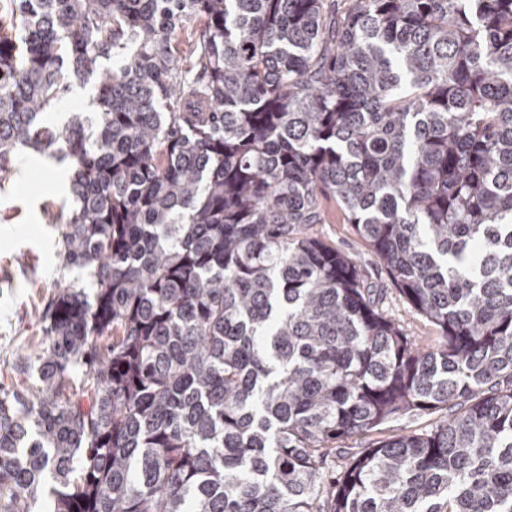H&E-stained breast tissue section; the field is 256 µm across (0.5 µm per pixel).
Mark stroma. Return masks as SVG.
I'll list each match as a JSON object with an SVG mask.
<instances>
[{"label": "stroma", "mask_w": 512, "mask_h": 512, "mask_svg": "<svg viewBox=\"0 0 512 512\" xmlns=\"http://www.w3.org/2000/svg\"><path fill=\"white\" fill-rule=\"evenodd\" d=\"M12 183L0 192V382L11 383L27 350L43 343L38 311L61 282H85L77 268L61 267L59 230L46 223L47 206L70 205L63 165L27 152L18 153ZM326 221L309 232L354 257L369 283L382 289L384 306L420 345L436 346V328L396 292L370 247L348 224L335 200L324 202Z\"/></svg>", "instance_id": "35a3bbf8"}]
</instances>
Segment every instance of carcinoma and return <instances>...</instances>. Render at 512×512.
<instances>
[{"mask_svg":"<svg viewBox=\"0 0 512 512\" xmlns=\"http://www.w3.org/2000/svg\"><path fill=\"white\" fill-rule=\"evenodd\" d=\"M25 148L95 292L0 388V512H512V0H0V190ZM324 207L326 223L313 224L309 233L358 261L373 288H383L384 307L405 328L409 336H413L424 347L438 345L439 335L436 328L400 298L376 256L357 234L353 225L348 224L336 201L326 199ZM441 413L409 415L399 421L390 422L382 427L379 433L369 437H352L338 440L335 444L338 448H352L346 450L351 453H357L369 448L373 442L378 439L386 438L391 435L409 433L412 431H425L431 429L435 422L440 418Z\"/></svg>","mask_w":512,"mask_h":512,"instance_id":"cac0c4a2","label":"carcinoma"}]
</instances>
